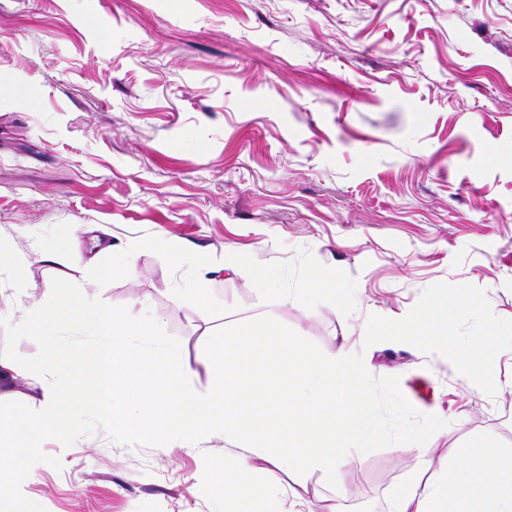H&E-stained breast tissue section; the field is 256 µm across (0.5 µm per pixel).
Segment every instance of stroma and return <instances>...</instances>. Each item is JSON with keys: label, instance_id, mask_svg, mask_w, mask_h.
Listing matches in <instances>:
<instances>
[{"label": "stroma", "instance_id": "35a3bbf8", "mask_svg": "<svg viewBox=\"0 0 512 512\" xmlns=\"http://www.w3.org/2000/svg\"><path fill=\"white\" fill-rule=\"evenodd\" d=\"M62 228L71 251L30 259ZM0 236L33 300L52 278L82 280L94 243L138 245L135 276L90 292L147 305L190 366L209 333L269 316L398 377L447 422L423 454H365L334 488L262 473L315 512L338 495L345 512H386L422 455L488 434L512 451V0H0ZM171 238L213 267L203 305L174 303L170 258L144 245ZM254 262L279 291L256 290ZM309 275L335 297L301 300ZM434 301L459 339L493 321L495 384L400 335ZM42 452L60 467L21 492L45 512H213L200 461L238 455L219 437L101 432Z\"/></svg>", "mask_w": 512, "mask_h": 512}]
</instances>
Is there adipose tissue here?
Instances as JSON below:
<instances>
[{
  "label": "adipose tissue",
  "instance_id": "adipose-tissue-1",
  "mask_svg": "<svg viewBox=\"0 0 512 512\" xmlns=\"http://www.w3.org/2000/svg\"><path fill=\"white\" fill-rule=\"evenodd\" d=\"M157 249L165 251L181 275L173 289L176 300L186 298L197 303L207 300L211 266L184 243L163 240ZM402 335L419 343L446 344L455 357L467 368L482 371L485 384L496 380L494 365L500 342L496 328L482 324L476 337L460 343L448 334V316L432 305L401 328ZM472 449L458 451L452 458L427 459L407 489L392 503L390 512H512V468H504L493 438H486L480 450L482 472L473 475L470 458Z\"/></svg>",
  "mask_w": 512,
  "mask_h": 512
}]
</instances>
